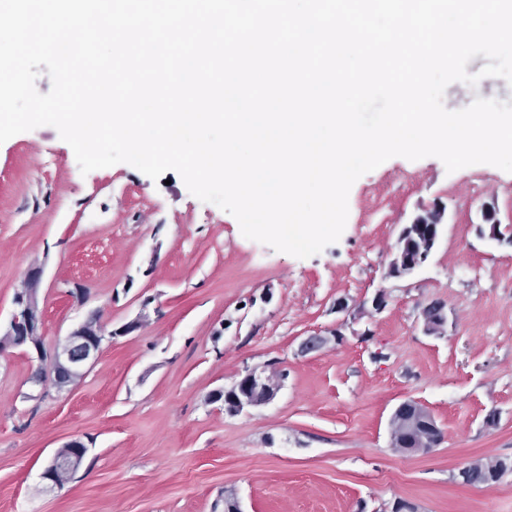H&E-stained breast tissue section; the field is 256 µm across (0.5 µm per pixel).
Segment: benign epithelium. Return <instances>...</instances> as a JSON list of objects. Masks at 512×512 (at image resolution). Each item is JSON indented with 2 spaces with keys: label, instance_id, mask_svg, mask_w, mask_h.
I'll return each mask as SVG.
<instances>
[{
  "label": "benign epithelium",
  "instance_id": "obj_1",
  "mask_svg": "<svg viewBox=\"0 0 512 512\" xmlns=\"http://www.w3.org/2000/svg\"><path fill=\"white\" fill-rule=\"evenodd\" d=\"M482 220L489 227L488 238L497 243L512 245V234L504 236L496 219L495 207L488 203L480 206ZM421 215L404 225L397 239L388 274L393 277L410 276L426 264L439 238L442 224L419 223ZM42 270L31 268L26 274L25 286L15 293L13 312L7 326L0 333V354L10 349H22L39 361V366L29 378L30 398H39L53 388L58 392L67 389L81 379L98 359L105 341L112 338L97 314L89 315L71 329L63 341L47 349L43 340V312L39 307L38 293ZM343 341L341 329L329 334L314 333L300 344L299 351L311 354L320 351L327 344ZM281 383L266 370H248L230 388L231 400H224V390L210 395V401L220 403L229 413H241L249 408L271 402L277 395ZM443 440L441 430L431 423L430 435L415 443H400L397 452L401 454L427 453L438 447ZM88 448L74 439L59 447L44 467L41 478L55 487H61L75 476L81 467Z\"/></svg>",
  "mask_w": 512,
  "mask_h": 512
}]
</instances>
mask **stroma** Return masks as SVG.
I'll list each match as a JSON object with an SVG mask.
<instances>
[{
    "label": "stroma",
    "mask_w": 512,
    "mask_h": 512,
    "mask_svg": "<svg viewBox=\"0 0 512 512\" xmlns=\"http://www.w3.org/2000/svg\"><path fill=\"white\" fill-rule=\"evenodd\" d=\"M484 202L512 230V173L394 157L352 185L340 239L300 259L244 237L176 172L81 173L51 126L1 143L0 324L38 266L46 346L93 312L115 336L80 381L39 400L27 397L36 359L0 355V512H224L228 493L242 512H512V473L456 479L512 459V246L485 235ZM433 204L445 222L428 262L389 276L403 225ZM79 284L81 304L67 295ZM380 292L385 309L362 314ZM433 301L440 337L423 331ZM337 327L341 344L300 353ZM270 364L284 374L270 403L231 415L209 402ZM406 401L432 415L438 448L393 449ZM74 438L81 468L48 487L44 464Z\"/></svg>",
    "instance_id": "35a3bbf8"
}]
</instances>
